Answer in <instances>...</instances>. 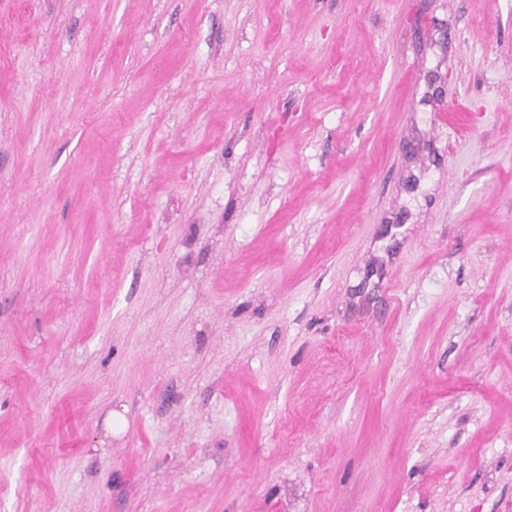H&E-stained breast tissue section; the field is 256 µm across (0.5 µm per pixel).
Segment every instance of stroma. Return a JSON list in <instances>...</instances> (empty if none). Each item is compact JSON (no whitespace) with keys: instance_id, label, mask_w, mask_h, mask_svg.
I'll return each instance as SVG.
<instances>
[{"instance_id":"stroma-1","label":"stroma","mask_w":512,"mask_h":512,"mask_svg":"<svg viewBox=\"0 0 512 512\" xmlns=\"http://www.w3.org/2000/svg\"><path fill=\"white\" fill-rule=\"evenodd\" d=\"M0 512H512V0H0Z\"/></svg>"}]
</instances>
